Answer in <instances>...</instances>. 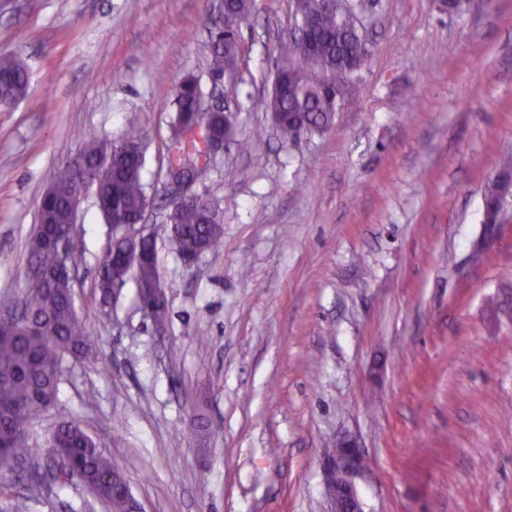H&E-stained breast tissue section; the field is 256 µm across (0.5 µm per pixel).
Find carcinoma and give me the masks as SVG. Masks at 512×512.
<instances>
[{
    "label": "carcinoma",
    "mask_w": 512,
    "mask_h": 512,
    "mask_svg": "<svg viewBox=\"0 0 512 512\" xmlns=\"http://www.w3.org/2000/svg\"><path fill=\"white\" fill-rule=\"evenodd\" d=\"M255 9V0H231L215 20L208 70L213 78L232 79L228 63L241 54L240 31ZM295 26L315 40L314 52L282 60L276 67L280 93L263 100L267 112L295 113L276 128L285 140L297 141L331 128L335 113L371 59L367 39L347 13L325 0H294ZM29 74L16 55L0 54V100L16 103L28 93ZM177 110L167 149L171 164L201 178L209 169L206 144L227 133L226 116L212 111L199 82L183 78L176 88ZM147 144L132 126L116 141L106 137L83 143L77 159L58 169L54 192L41 196L38 224L28 239L20 302L24 319L0 320V472L24 474L27 484L0 485L11 491V512H29L39 475L29 469L32 448L28 426L56 400L64 363L89 357L93 340L74 301L76 265L64 263L54 241L55 230L71 224L68 196L84 177L94 188L104 223L127 224L149 205L143 179ZM163 232L180 260L190 263L221 248L224 219L205 196L169 207ZM139 285L137 297L151 300L158 331L169 319L167 288L159 270L155 236L136 245L113 232L96 257L95 291L101 306L119 298L128 280ZM51 469L56 482L77 479L112 512H127L129 485L123 469L104 456L74 419L59 415L50 440Z\"/></svg>",
    "instance_id": "cac0c4a2"
}]
</instances>
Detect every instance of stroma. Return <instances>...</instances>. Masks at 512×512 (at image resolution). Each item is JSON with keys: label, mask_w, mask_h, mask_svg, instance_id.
<instances>
[{"label": "stroma", "mask_w": 512, "mask_h": 512, "mask_svg": "<svg viewBox=\"0 0 512 512\" xmlns=\"http://www.w3.org/2000/svg\"><path fill=\"white\" fill-rule=\"evenodd\" d=\"M293 14L256 0L242 28L219 94L251 146L225 145L194 186L224 212L219 251L187 267L157 239L164 332L134 282L97 304L112 229L82 191L74 296L95 354L66 363L33 462L66 413L123 468L137 512H327L323 451L348 435L368 460L364 512H512V223L483 221L512 156V0H361L371 63L331 129L296 143L261 106ZM214 15L213 0H0V52L30 74L0 106V301L86 138L141 130L146 227L162 224L175 89L191 74L211 91ZM30 512L107 507L48 479Z\"/></svg>", "instance_id": "1"}]
</instances>
